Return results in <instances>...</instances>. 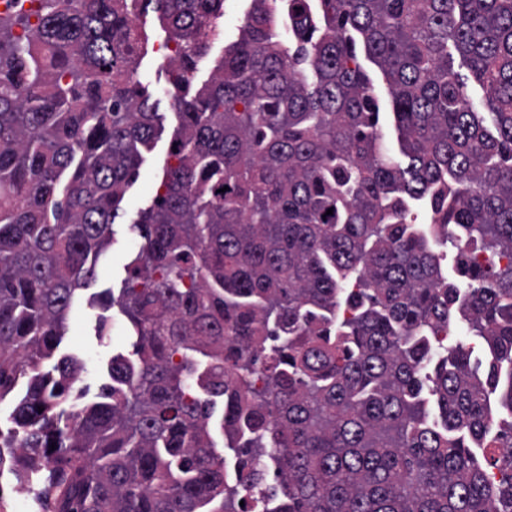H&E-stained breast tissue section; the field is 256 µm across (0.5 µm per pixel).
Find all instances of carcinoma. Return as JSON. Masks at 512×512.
Returning a JSON list of instances; mask_svg holds the SVG:
<instances>
[{"label": "carcinoma", "instance_id": "cac0c4a2", "mask_svg": "<svg viewBox=\"0 0 512 512\" xmlns=\"http://www.w3.org/2000/svg\"><path fill=\"white\" fill-rule=\"evenodd\" d=\"M150 6L177 128L106 296L131 351L68 412L82 367L43 362L162 131L137 77ZM223 6L0 12V403L26 381L0 447L23 434L56 512H512V261L467 254L512 255V0H251L190 96Z\"/></svg>", "mask_w": 512, "mask_h": 512}]
</instances>
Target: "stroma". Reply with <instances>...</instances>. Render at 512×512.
I'll return each instance as SVG.
<instances>
[{"mask_svg": "<svg viewBox=\"0 0 512 512\" xmlns=\"http://www.w3.org/2000/svg\"><path fill=\"white\" fill-rule=\"evenodd\" d=\"M249 7L250 0H224V38L212 46L208 58L199 62L196 82L208 79L214 59L223 55L226 44L238 39ZM138 26L153 46L152 51L142 57L138 76L152 96L155 110L162 117L164 130L151 148L143 150L139 175L128 188L121 205L123 216L112 226V244L97 262L95 280L88 293L97 297L98 302L72 309L66 333L55 351L56 356L73 357L83 366L69 398L70 403L78 406L98 401L102 388L111 382L109 367L113 355L128 353L130 349L124 317L117 309L106 308L103 299L106 291L116 292L122 288L127 276L128 258L143 244L138 231L132 230L129 223L140 210L151 205L156 195L175 126L170 107L168 66L154 51L155 45L166 42L168 31L152 11L139 16Z\"/></svg>", "mask_w": 512, "mask_h": 512, "instance_id": "35a3bbf8", "label": "stroma"}]
</instances>
